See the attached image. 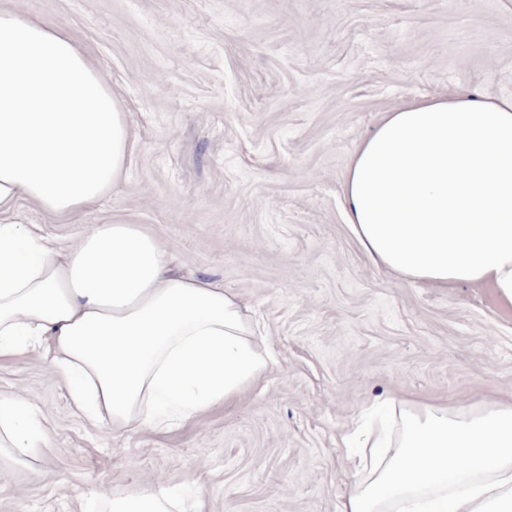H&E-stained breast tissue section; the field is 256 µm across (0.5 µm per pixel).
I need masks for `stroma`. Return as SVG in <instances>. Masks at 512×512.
Instances as JSON below:
<instances>
[{
	"instance_id": "1",
	"label": "stroma",
	"mask_w": 512,
	"mask_h": 512,
	"mask_svg": "<svg viewBox=\"0 0 512 512\" xmlns=\"http://www.w3.org/2000/svg\"><path fill=\"white\" fill-rule=\"evenodd\" d=\"M66 29L127 112L121 184L76 216L26 203L56 244L138 224L179 271L224 285L277 363L162 434L110 437L34 355L0 391L47 445L0 463V512H88L161 481L205 512H337L355 469L341 434L393 393L454 405L512 396V312L490 289L410 283L363 251L341 187L354 146L421 97L512 99V0H0ZM169 88L159 90L158 74Z\"/></svg>"
}]
</instances>
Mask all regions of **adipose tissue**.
<instances>
[{
	"mask_svg": "<svg viewBox=\"0 0 512 512\" xmlns=\"http://www.w3.org/2000/svg\"><path fill=\"white\" fill-rule=\"evenodd\" d=\"M133 135L63 28L0 10V359L49 363L75 412L115 435L194 419L259 380L274 356L237 295L178 273L135 224L53 245L27 201L75 214L117 187ZM342 196L377 262L412 282L489 288L512 311V100L415 99L359 142ZM397 429L361 441L338 512H512V401L448 407L389 395ZM36 408L0 393V447H44ZM111 512H204L163 485Z\"/></svg>",
	"mask_w": 512,
	"mask_h": 512,
	"instance_id": "adipose-tissue-1",
	"label": "adipose tissue"
}]
</instances>
